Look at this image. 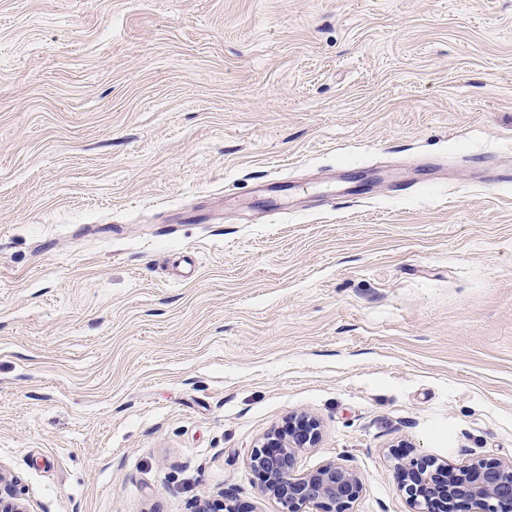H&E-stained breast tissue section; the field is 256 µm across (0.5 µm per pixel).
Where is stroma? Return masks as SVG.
<instances>
[{"label": "stroma", "mask_w": 512, "mask_h": 512, "mask_svg": "<svg viewBox=\"0 0 512 512\" xmlns=\"http://www.w3.org/2000/svg\"><path fill=\"white\" fill-rule=\"evenodd\" d=\"M301 412L512 462V0H0V495L281 512Z\"/></svg>", "instance_id": "obj_1"}]
</instances>
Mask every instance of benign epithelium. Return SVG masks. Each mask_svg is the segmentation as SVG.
Segmentation results:
<instances>
[{
	"label": "benign epithelium",
	"mask_w": 512,
	"mask_h": 512,
	"mask_svg": "<svg viewBox=\"0 0 512 512\" xmlns=\"http://www.w3.org/2000/svg\"><path fill=\"white\" fill-rule=\"evenodd\" d=\"M319 422L303 413L289 416L269 432L248 464L261 490L275 498L282 512H353L363 492L357 474L336 463L299 472L297 452L319 443ZM402 489L413 512H456L462 503L471 512H512V463L480 460L457 469L427 456L399 465Z\"/></svg>",
	"instance_id": "1"
}]
</instances>
